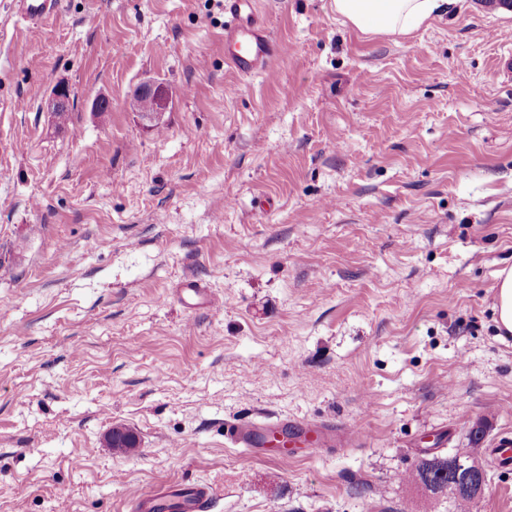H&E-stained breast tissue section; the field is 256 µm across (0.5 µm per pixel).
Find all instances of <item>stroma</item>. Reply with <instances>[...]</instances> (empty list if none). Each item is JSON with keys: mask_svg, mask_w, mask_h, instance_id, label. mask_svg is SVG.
<instances>
[{"mask_svg": "<svg viewBox=\"0 0 512 512\" xmlns=\"http://www.w3.org/2000/svg\"><path fill=\"white\" fill-rule=\"evenodd\" d=\"M259 2L276 53L243 77L224 0L40 23L0 0V512H127L170 483L212 486L210 512H456L406 477L468 449L470 512H512V8L384 36ZM189 278L213 305L182 304ZM272 420L366 437L285 462L224 438ZM137 97L139 99L137 109L149 121L156 120L161 112H165L169 106V93L160 83L143 85L140 87ZM494 311L501 334H512V267L500 270L494 285Z\"/></svg>", "mask_w": 512, "mask_h": 512, "instance_id": "35a3bbf8", "label": "stroma"}]
</instances>
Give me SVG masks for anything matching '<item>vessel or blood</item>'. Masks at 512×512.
<instances>
[{"instance_id": "b4317fda", "label": "vessel or blood", "mask_w": 512, "mask_h": 512, "mask_svg": "<svg viewBox=\"0 0 512 512\" xmlns=\"http://www.w3.org/2000/svg\"><path fill=\"white\" fill-rule=\"evenodd\" d=\"M59 0H15L18 15L38 22L56 15ZM224 58L229 66L245 77L263 70L274 56L275 43L258 8V0H224ZM295 425L285 422L254 421L232 424L227 428L234 445L256 450L272 441L290 445ZM166 497L169 512H209L211 492L192 485H173L161 495H147L130 505L132 512H154L159 497Z\"/></svg>"}]
</instances>
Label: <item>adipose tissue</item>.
<instances>
[{"instance_id":"1","label":"adipose tissue","mask_w":512,"mask_h":512,"mask_svg":"<svg viewBox=\"0 0 512 512\" xmlns=\"http://www.w3.org/2000/svg\"><path fill=\"white\" fill-rule=\"evenodd\" d=\"M446 0H332L338 16L364 33L405 36L439 14Z\"/></svg>"}]
</instances>
